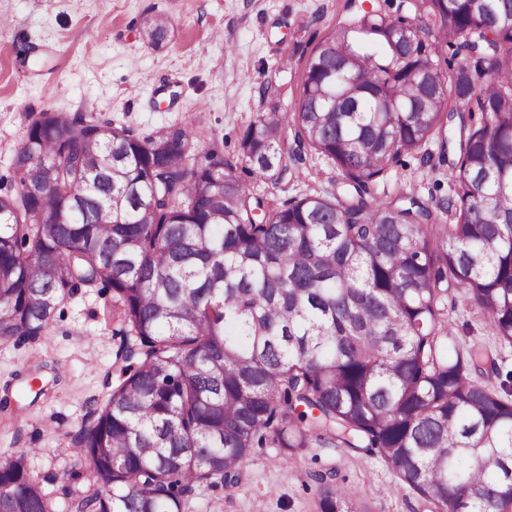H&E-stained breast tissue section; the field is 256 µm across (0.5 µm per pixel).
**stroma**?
I'll return each instance as SVG.
<instances>
[{
    "mask_svg": "<svg viewBox=\"0 0 512 512\" xmlns=\"http://www.w3.org/2000/svg\"><path fill=\"white\" fill-rule=\"evenodd\" d=\"M348 13L347 0H0V17L12 21L0 29V194L19 188L13 157L43 111L109 122L139 137L191 115L193 158L219 146L243 175L247 124L276 103L297 108L312 48ZM149 16L170 21L163 47L142 35ZM428 150L430 162L403 157L377 179L372 196L413 194L428 204L448 196L451 170L436 158V144ZM288 167L282 184L253 186L269 206L309 189L335 192L343 180L317 157ZM445 319L459 347L487 349L502 371H512V347L499 344L460 292ZM121 329L111 291L82 288L35 342H0V398L36 373L47 386L33 406L0 410V453L30 449L31 476L56 496L80 494L89 484L73 437L102 399ZM241 469L236 486L198 487L186 512H316L318 473L335 474L365 512H425L417 493L399 487L376 455L323 447L287 456L264 447L252 449Z\"/></svg>",
    "mask_w": 512,
    "mask_h": 512,
    "instance_id": "1",
    "label": "stroma"
}]
</instances>
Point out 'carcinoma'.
Returning a JSON list of instances; mask_svg holds the SVG:
<instances>
[{"label": "carcinoma", "mask_w": 512, "mask_h": 512, "mask_svg": "<svg viewBox=\"0 0 512 512\" xmlns=\"http://www.w3.org/2000/svg\"><path fill=\"white\" fill-rule=\"evenodd\" d=\"M338 22L313 47L298 110L241 138L279 184L288 153L333 163L341 195L266 209L191 131L140 138L42 112L0 194V341L38 339L80 287L108 288L124 325L107 399L80 428L92 488L60 501L0 454V512H185L233 485L253 448L378 455L435 512H512V393L496 358L454 349L453 286L512 347V0H417ZM159 48L169 25L144 22ZM463 62L453 66L450 58ZM452 195L370 202L369 186L453 117ZM319 512H357L318 476Z\"/></svg>", "instance_id": "carcinoma-1"}]
</instances>
